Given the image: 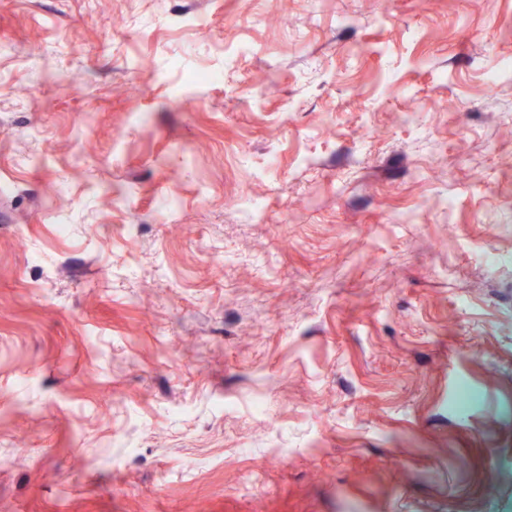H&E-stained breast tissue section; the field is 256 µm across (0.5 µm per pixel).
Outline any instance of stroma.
Returning <instances> with one entry per match:
<instances>
[{
    "label": "stroma",
    "instance_id": "obj_1",
    "mask_svg": "<svg viewBox=\"0 0 512 512\" xmlns=\"http://www.w3.org/2000/svg\"><path fill=\"white\" fill-rule=\"evenodd\" d=\"M279 4L0 0V512L512 505V0Z\"/></svg>",
    "mask_w": 512,
    "mask_h": 512
}]
</instances>
